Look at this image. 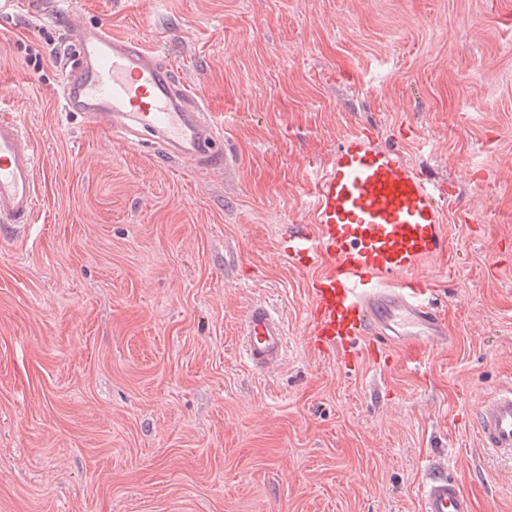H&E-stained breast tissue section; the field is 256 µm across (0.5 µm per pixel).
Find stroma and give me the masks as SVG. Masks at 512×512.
Returning a JSON list of instances; mask_svg holds the SVG:
<instances>
[{"label": "stroma", "instance_id": "35a3bbf8", "mask_svg": "<svg viewBox=\"0 0 512 512\" xmlns=\"http://www.w3.org/2000/svg\"><path fill=\"white\" fill-rule=\"evenodd\" d=\"M212 105L230 165L193 171L57 102L72 32L0 6V94L39 159L0 237V512H420L430 473L512 512L476 415L512 385V0H73ZM377 130L448 187L421 271L454 343L357 369L306 339L283 239L313 174ZM257 304L280 363L244 361Z\"/></svg>", "mask_w": 512, "mask_h": 512}]
</instances>
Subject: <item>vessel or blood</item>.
<instances>
[{
	"mask_svg": "<svg viewBox=\"0 0 512 512\" xmlns=\"http://www.w3.org/2000/svg\"><path fill=\"white\" fill-rule=\"evenodd\" d=\"M75 34L61 70L58 103L85 122L106 124L129 143L155 144L166 157L216 172L229 158L204 98L142 42L87 23L59 7ZM38 158L13 112L0 114V231L32 223ZM443 185L428 180L399 151L376 145L374 132L350 133L313 179V224L291 230L283 253L314 270L307 334L315 349L356 360L358 349L410 353L450 344L448 323L417 271L446 252ZM244 357L257 370L277 365L285 330L267 305L249 311ZM482 447L512 458V386L490 395L476 417ZM421 512H474L463 487L441 474L421 486Z\"/></svg>",
	"mask_w": 512,
	"mask_h": 512,
	"instance_id": "1",
	"label": "vessel or blood"
}]
</instances>
